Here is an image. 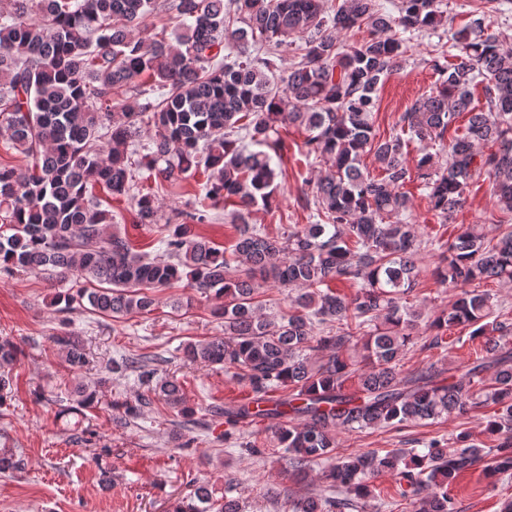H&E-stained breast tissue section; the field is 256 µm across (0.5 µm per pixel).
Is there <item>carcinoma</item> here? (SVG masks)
I'll list each match as a JSON object with an SVG mask.
<instances>
[{
    "label": "carcinoma",
    "instance_id": "obj_1",
    "mask_svg": "<svg viewBox=\"0 0 512 512\" xmlns=\"http://www.w3.org/2000/svg\"><path fill=\"white\" fill-rule=\"evenodd\" d=\"M9 2L0 14V130L27 167L0 163V224L11 231L0 238V269L76 276L89 287L57 302L69 309L85 299L112 318L150 311L155 298L145 290L184 280L224 299L214 311L224 335L183 352L248 384L252 399L223 409L228 426L277 424L297 476L323 464L326 492L290 502L289 512H379L374 481L385 475L405 512H458L450 486L485 457L486 476L512 477V320L495 315V295L476 288L512 285L511 224L492 237L482 224L461 225L433 270L460 293L427 322L423 347L446 348L448 332L466 326L482 355L447 377L433 366L400 370L424 322L410 297L427 244L407 221L404 186L419 183L446 221L463 206L470 181L483 176L495 206L512 218V51L486 11L448 29L455 62L434 63L435 86L400 116V131L381 137L379 91L402 69L403 34L447 25L441 0H393L391 12L378 0H342L330 12L326 0ZM151 15L180 21L174 40L165 25L141 36ZM363 26L368 36L360 43L338 41ZM293 44L298 61L286 67L282 52ZM479 84L485 102L477 108L472 88ZM463 114L464 132L445 139ZM290 127L305 132L306 158L329 169L299 197L318 221L275 238L252 226L250 215L278 205L283 169L272 160L288 153ZM143 128L146 143L135 141ZM405 134L442 144L448 162L437 165L427 150L409 161ZM367 153L379 174L364 166ZM143 170L161 186L201 174L203 199L232 202L231 252L197 231L214 220L203 203L163 218L159 199L139 185ZM98 189L134 202L133 226L163 224L155 254L136 249L126 234H105L112 218ZM333 282L355 291L338 294ZM264 287L287 291L293 312L263 315L257 296ZM52 340L71 370L84 368L80 337ZM129 368L178 414H194L181 384L141 358L114 360L94 385L78 386V405H93L98 388ZM148 404L142 394L112 409L125 419ZM488 405L497 407L486 422L488 448L462 429L430 439L422 452L334 454L342 432L434 422ZM231 484L217 499L195 481L168 512H241Z\"/></svg>",
    "mask_w": 512,
    "mask_h": 512
}]
</instances>
